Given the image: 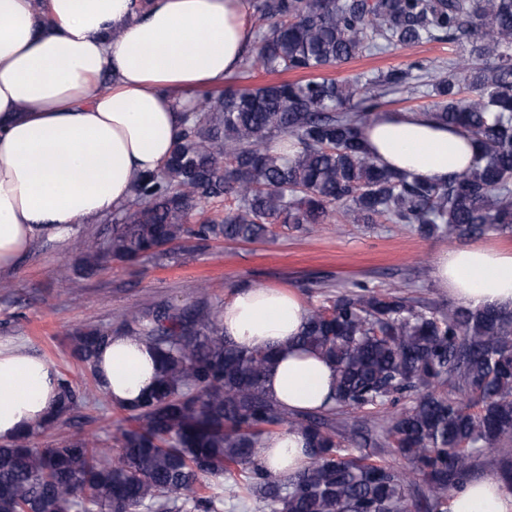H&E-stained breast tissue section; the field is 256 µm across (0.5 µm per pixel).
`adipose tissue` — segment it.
<instances>
[{
  "instance_id": "ef3b65f1",
  "label": "adipose tissue",
  "mask_w": 512,
  "mask_h": 512,
  "mask_svg": "<svg viewBox=\"0 0 512 512\" xmlns=\"http://www.w3.org/2000/svg\"><path fill=\"white\" fill-rule=\"evenodd\" d=\"M248 12V0H0V277L37 239L66 241L121 209L140 174L164 168L184 106L222 84L248 49ZM361 138L379 163L441 181L477 151L466 133L419 112L379 113ZM432 275L466 304L512 310V251L447 250ZM305 310L282 288H246L224 307L229 339L278 347L265 388L292 411L322 406L335 382L333 367L294 347ZM154 374L146 346L123 334L99 363L117 405L135 403ZM58 378L24 346L0 343L1 444L55 410ZM305 458L304 437L286 431L256 453L276 475ZM448 512H512V493L472 481L450 496Z\"/></svg>"
}]
</instances>
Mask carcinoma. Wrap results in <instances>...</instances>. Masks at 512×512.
Here are the masks:
<instances>
[{
	"mask_svg": "<svg viewBox=\"0 0 512 512\" xmlns=\"http://www.w3.org/2000/svg\"><path fill=\"white\" fill-rule=\"evenodd\" d=\"M250 20L253 47L238 73L317 76L201 94L164 171L139 176L108 239H85L83 267L165 254L190 237L253 242L276 224L316 231L335 208L348 224H409L424 238L512 233V0H251ZM421 42L450 45L448 62L320 75ZM395 92L432 99L427 114L470 136L476 162L446 182L378 163L360 130ZM210 204L224 213L206 216ZM116 330L159 358L153 390L122 407L117 451L106 456L98 436L79 430L33 446L83 402L59 376L57 411L0 446V512H224V492L203 479L233 469L232 495L268 512H448V495L512 438V310L430 308L364 283L327 296L306 309L297 344L334 366L336 390L294 412L264 387L275 352L231 341L208 312L129 307L114 329L76 333L72 352L91 375ZM448 385L473 403L449 397ZM344 409L387 411L386 438L406 469L344 446L335 419ZM283 426L309 448L287 477L255 459ZM498 468L512 493L506 448Z\"/></svg>",
	"mask_w": 512,
	"mask_h": 512,
	"instance_id": "carcinoma-1",
	"label": "carcinoma"
}]
</instances>
